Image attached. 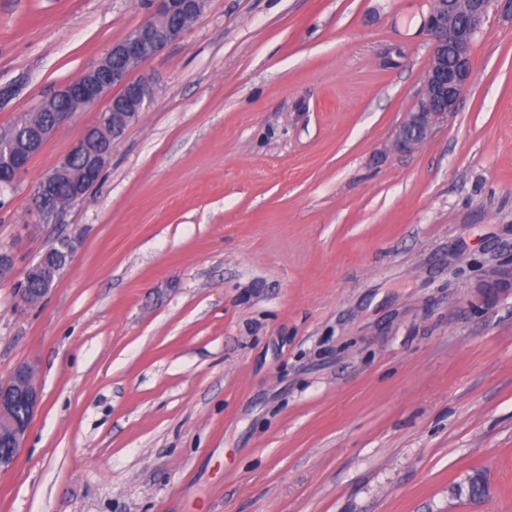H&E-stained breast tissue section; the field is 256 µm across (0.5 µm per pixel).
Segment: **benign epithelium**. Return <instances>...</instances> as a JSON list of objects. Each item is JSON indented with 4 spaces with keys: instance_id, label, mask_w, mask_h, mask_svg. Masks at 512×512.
<instances>
[{
    "instance_id": "benign-epithelium-1",
    "label": "benign epithelium",
    "mask_w": 512,
    "mask_h": 512,
    "mask_svg": "<svg viewBox=\"0 0 512 512\" xmlns=\"http://www.w3.org/2000/svg\"><path fill=\"white\" fill-rule=\"evenodd\" d=\"M466 9L459 0H432L424 27L431 39V53L422 93L414 108L395 128L391 143L400 153H411L432 137L435 130L454 112L461 96L474 77L470 46L488 18L492 0H468ZM204 0H148L145 19L125 38L112 44L105 56L78 80L70 82L57 93L43 100L39 110L52 113V123L30 130L19 146L7 149L6 161L0 165V194L12 190L27 173L31 159L76 115L74 107L94 108L104 104L106 114L89 126L72 150L57 165L43 174L33 190L28 208L32 224H52L57 213L47 208L50 190L62 176L71 171L72 159L79 155L83 167L75 178L73 198L82 195V188L96 183L111 152L95 134H111L119 139L155 100L158 81L151 74L137 79L131 73L159 54L169 44L182 39L188 22L202 14ZM70 264L74 245L67 237L50 241L40 258L27 269L51 258ZM15 268L11 248H0V277L9 278ZM41 401V387L35 371L22 365L9 381L0 386V430L12 437L14 448L0 457V471L9 470L17 460L24 438Z\"/></svg>"
}]
</instances>
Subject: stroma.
<instances>
[{
  "label": "stroma",
  "instance_id": "stroma-1",
  "mask_svg": "<svg viewBox=\"0 0 512 512\" xmlns=\"http://www.w3.org/2000/svg\"><path fill=\"white\" fill-rule=\"evenodd\" d=\"M431 0H208L100 180L28 226L77 113L0 195L42 303L0 280V383L42 400L0 512H512V0L418 150ZM142 0H0V130L79 78ZM484 470L480 500L453 488ZM53 257L64 260L66 268L72 262L74 257V245L71 239L67 237H58L51 240L42 252L40 258L36 262L29 263L25 268L24 277L30 269L39 266ZM15 288V306L16 308L21 310H25L28 307H33L37 302L45 298L46 295L49 294V291L52 289L48 288L44 290L41 297H39L38 299H33L25 288H27L31 293L34 294H38L39 292L42 291V288H45V283L36 278H27L26 280H23L21 278L18 280L17 284L15 285Z\"/></svg>",
  "mask_w": 512,
  "mask_h": 512
}]
</instances>
